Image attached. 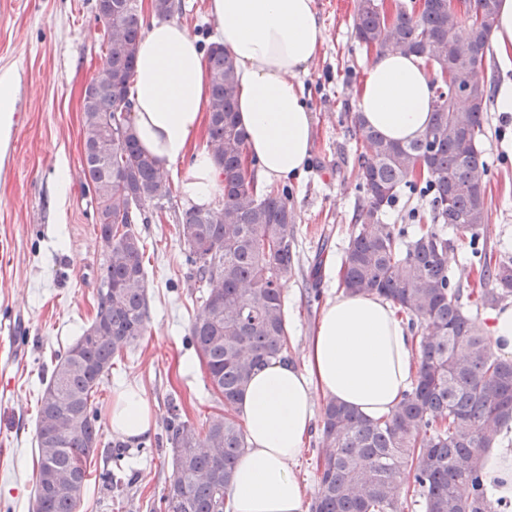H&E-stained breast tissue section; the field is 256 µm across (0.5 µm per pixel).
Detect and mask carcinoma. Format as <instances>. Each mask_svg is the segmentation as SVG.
I'll return each instance as SVG.
<instances>
[{
	"instance_id": "obj_1",
	"label": "carcinoma",
	"mask_w": 512,
	"mask_h": 512,
	"mask_svg": "<svg viewBox=\"0 0 512 512\" xmlns=\"http://www.w3.org/2000/svg\"><path fill=\"white\" fill-rule=\"evenodd\" d=\"M485 0H471L468 17L448 0H426L425 8L402 6L390 17L378 0H357L352 28L360 47L376 53H416L435 39L485 41L484 55L464 56L447 94L471 89L453 105L438 97L429 128L407 143L367 129L349 116L366 142L356 178L366 205L356 215L339 270L351 293L375 292L391 300L410 325L423 326L416 376L391 416L370 420L327 400L322 405L317 491L311 512H404L410 493L425 512H491L481 471L489 429L512 428V359L491 352L487 337L459 303L448 274V239L422 228L401 244L404 229L382 222L402 188L432 195L437 219L473 236L490 221L483 112L490 100L485 78L477 79L494 19ZM106 47L98 76L83 96L82 168L96 201L97 227L106 242L96 314L64 352H59L40 398L35 441L38 472L32 512H78L89 483L87 464L99 456L102 435L95 395L114 360L147 328V276L137 223L147 224L146 206L162 219L171 183L165 169L138 144L131 124L117 123L132 105L129 87L142 39L137 0H97ZM207 105L209 151L221 171L224 205L214 211H183L179 236L185 261L200 288V312L188 341L205 364L212 389L228 412L196 427L171 399L165 419L174 475L152 512H227L226 495L245 448L242 423L231 413L259 368L288 359L286 302L280 279L291 269L296 244L288 188L257 193L244 162L245 135L236 122L233 59L212 43ZM459 122L467 146L448 135ZM480 280L494 288L478 299L512 295V264L484 260Z\"/></svg>"
}]
</instances>
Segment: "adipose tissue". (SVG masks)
<instances>
[{
    "instance_id": "ef3b65f1",
    "label": "adipose tissue",
    "mask_w": 512,
    "mask_h": 512,
    "mask_svg": "<svg viewBox=\"0 0 512 512\" xmlns=\"http://www.w3.org/2000/svg\"><path fill=\"white\" fill-rule=\"evenodd\" d=\"M208 14L236 63L237 121L245 150L257 162V189L299 179L314 129L298 77L324 41L314 0H208ZM432 80L421 56L373 57L356 98L366 127L395 141L419 137L433 119ZM209 93L198 38L177 21L152 20L138 46L131 124L143 151L161 167L186 161L179 191L205 207L223 190L212 154L192 148ZM415 342L392 301L343 290L329 298L305 366L261 369L235 404L246 448L229 490L233 512H304L290 466L310 431L315 394L368 419L390 415L413 382ZM109 422L114 435L133 439L150 431L153 412L138 391L125 389L112 400ZM481 468L493 497L512 500V448L494 441Z\"/></svg>"
}]
</instances>
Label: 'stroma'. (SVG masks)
Returning <instances> with one entry per match:
<instances>
[{
	"label": "stroma",
	"mask_w": 512,
	"mask_h": 512,
	"mask_svg": "<svg viewBox=\"0 0 512 512\" xmlns=\"http://www.w3.org/2000/svg\"><path fill=\"white\" fill-rule=\"evenodd\" d=\"M314 3L325 41L301 78L314 140L306 173L288 184L297 254L281 279L291 327L288 354L298 364L339 284L353 215L365 204L354 174L360 136L347 119L367 64L352 30L356 0ZM170 17L202 46L213 42L207 0H174ZM101 34L96 0H0V76L11 81L13 107L9 136L0 140V512H29L42 380L53 354L73 343L95 315L105 255L96 203L82 174V95L104 58ZM485 128L480 148L488 166L490 222L478 246L494 260L512 261V116L488 109ZM189 206L172 191L165 217L141 227L147 331L116 360L96 394L103 444H123L139 477L105 490L104 462L93 461L80 512H150L173 479L164 429L172 395H180L196 423L225 410L222 397L206 389V371L186 340L200 307L179 238L180 214ZM383 220L410 233L432 224L430 195L403 189ZM442 231L459 301L485 327L492 308L476 306L470 294L478 285L470 238L447 225ZM316 264L317 279L310 274ZM127 388L147 398L154 426L147 436L122 443L109 414L113 396Z\"/></svg>",
	"instance_id": "obj_1"
}]
</instances>
